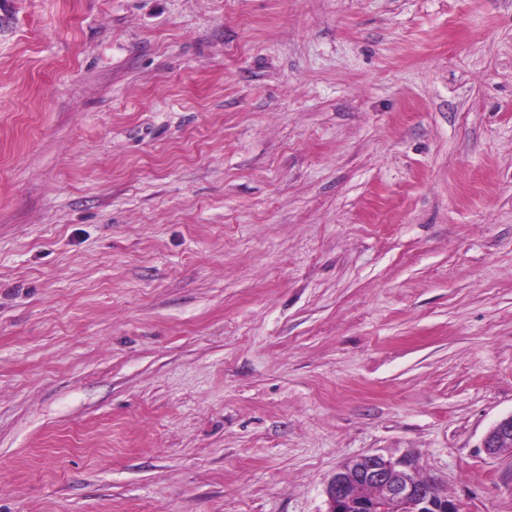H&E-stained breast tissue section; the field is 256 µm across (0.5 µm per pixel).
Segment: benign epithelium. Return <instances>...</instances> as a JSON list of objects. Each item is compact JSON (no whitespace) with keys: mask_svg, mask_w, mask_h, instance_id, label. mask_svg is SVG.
<instances>
[{"mask_svg":"<svg viewBox=\"0 0 512 512\" xmlns=\"http://www.w3.org/2000/svg\"><path fill=\"white\" fill-rule=\"evenodd\" d=\"M483 448L489 454L512 448V414L489 429ZM326 494L328 512H459L434 481L418 476L406 462L380 455H364L342 466L328 481Z\"/></svg>","mask_w":512,"mask_h":512,"instance_id":"obj_1","label":"benign epithelium"}]
</instances>
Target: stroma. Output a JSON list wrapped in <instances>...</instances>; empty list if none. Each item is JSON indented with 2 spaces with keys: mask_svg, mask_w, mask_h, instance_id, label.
Returning a JSON list of instances; mask_svg holds the SVG:
<instances>
[{
  "mask_svg": "<svg viewBox=\"0 0 512 512\" xmlns=\"http://www.w3.org/2000/svg\"><path fill=\"white\" fill-rule=\"evenodd\" d=\"M512 0H0V512H512ZM483 448L488 454H497L504 448H512V413L501 418L489 429ZM328 512H459L434 481L403 461L364 455L342 466L326 486Z\"/></svg>",
  "mask_w": 512,
  "mask_h": 512,
  "instance_id": "1",
  "label": "stroma"
}]
</instances>
